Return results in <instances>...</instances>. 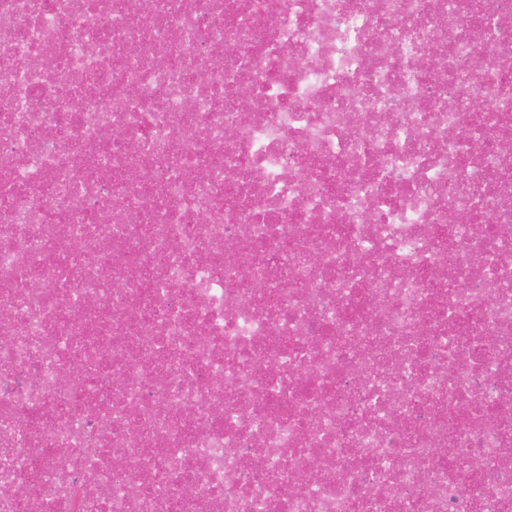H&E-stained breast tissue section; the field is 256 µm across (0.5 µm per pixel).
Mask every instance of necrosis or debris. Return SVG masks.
Instances as JSON below:
<instances>
[{
	"instance_id": "obj_1",
	"label": "necrosis or debris",
	"mask_w": 512,
	"mask_h": 512,
	"mask_svg": "<svg viewBox=\"0 0 512 512\" xmlns=\"http://www.w3.org/2000/svg\"><path fill=\"white\" fill-rule=\"evenodd\" d=\"M0 512H512V0H0Z\"/></svg>"
}]
</instances>
